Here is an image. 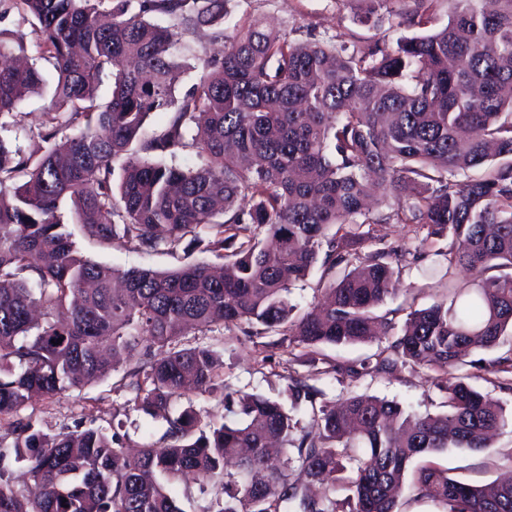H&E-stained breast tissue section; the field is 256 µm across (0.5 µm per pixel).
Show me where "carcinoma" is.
I'll return each mask as SVG.
<instances>
[{
  "label": "carcinoma",
  "mask_w": 512,
  "mask_h": 512,
  "mask_svg": "<svg viewBox=\"0 0 512 512\" xmlns=\"http://www.w3.org/2000/svg\"><path fill=\"white\" fill-rule=\"evenodd\" d=\"M30 21L53 76L43 154L31 160L0 138V416L33 395L48 399L104 379L136 350L121 379L137 407L168 424L177 443L125 451L128 434L81 428L49 435L32 419L0 441V512H182L165 482L186 472L225 479L216 512H335L341 481L353 512H398L413 461L450 448L492 445L509 418L474 374L454 369L476 350L512 339V0H448V24L370 44L299 42L253 17L230 33L224 56L182 100L172 73L185 66L178 34L219 24L224 0H0ZM369 24L400 0H362ZM441 0H414L409 25H427ZM171 17L161 27L147 15ZM0 51L2 118L47 85L36 65ZM111 92L99 95L103 77ZM153 112L168 119L148 135ZM191 150L195 169L161 157ZM124 158L119 176L112 162ZM465 179L458 180L459 172ZM378 192L397 209L376 215ZM452 238L434 250L450 304L408 314L386 347L350 367L387 373L413 364L443 371L448 411L415 414L400 403L350 395L341 403L305 382L288 387L297 423L259 394L224 397L231 418L201 424L192 408L173 417L186 382L216 386L222 355L182 340L247 326L305 347L352 345L395 325L376 309L399 292V250L363 254L365 225L389 219ZM145 253L176 252L185 238L225 259L175 270L121 269L84 256L65 224ZM320 266L325 307L293 316L290 286ZM466 267L459 283L453 269ZM498 270V275H488ZM62 342H56V339ZM296 449L313 496L291 481L269 447ZM234 460L236 474L224 472ZM32 484L15 489L12 466ZM413 485L448 512H512V482L463 483L429 462Z\"/></svg>",
  "instance_id": "cac0c4a2"
}]
</instances>
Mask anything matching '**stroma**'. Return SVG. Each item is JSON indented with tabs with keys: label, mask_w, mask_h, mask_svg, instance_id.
<instances>
[{
	"label": "stroma",
	"mask_w": 512,
	"mask_h": 512,
	"mask_svg": "<svg viewBox=\"0 0 512 512\" xmlns=\"http://www.w3.org/2000/svg\"><path fill=\"white\" fill-rule=\"evenodd\" d=\"M413 7V0H399L397 14L384 15L378 25L363 26L356 20L360 12L358 0H228V14L221 25L230 28L247 18L259 17L273 31L302 42H374L394 37L399 13L410 12ZM213 32V26H200L183 38L182 50L189 67L174 82L176 98H183L199 84L204 75V59L223 55L224 44L214 41ZM20 47L32 59L41 53L21 12L14 8L0 11V49L9 53ZM75 241L85 256L119 268L166 271L188 260L211 265L219 262L215 254L200 245L187 253L171 254L161 250L146 254L130 245L101 242L80 229L75 232ZM416 244L413 232L403 225L390 223L370 225L369 237L363 245L367 252L391 245L401 248L404 253L400 275L403 290L388 297L378 309L379 314H390L398 326L411 310L426 308L448 298L444 283L427 272L431 258H414ZM188 341L222 354L224 379L234 390L284 401L288 398L291 380L306 378L321 388L326 400L332 402L354 392L398 401L417 414H434L446 409L447 394L437 386L438 373L433 369L408 365L379 376L353 379L344 375L345 367L358 365L387 346L389 339L385 336L349 346L322 345L312 356L301 346L289 353L275 349L271 354H264L260 339L243 336L235 328L221 336L198 333L189 336ZM121 378V373L117 372L53 399L35 398L20 415L32 418L36 429L51 435L73 430L78 425L107 427L120 422L129 435L130 447L164 445L166 422L139 410L132 395L120 391ZM432 460L447 469L449 476L473 485L486 484L512 473V425L502 429L493 447L480 452L451 448L433 455ZM168 491L182 512H216L224 500V482L220 479L203 483L190 475L170 482Z\"/></svg>",
	"instance_id": "obj_1"
}]
</instances>
